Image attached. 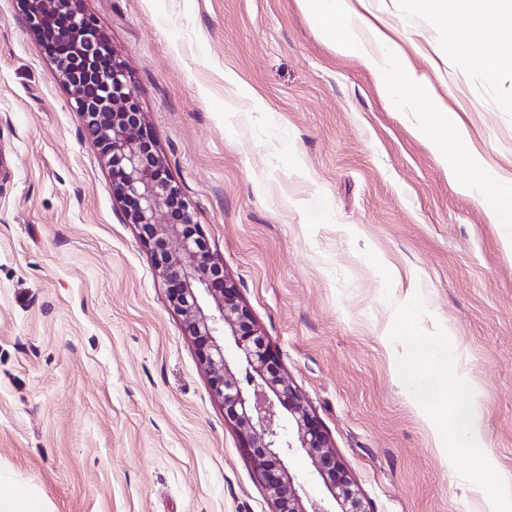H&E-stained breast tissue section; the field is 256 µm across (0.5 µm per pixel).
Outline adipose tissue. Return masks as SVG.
<instances>
[{"instance_id": "ef3b65f1", "label": "adipose tissue", "mask_w": 512, "mask_h": 512, "mask_svg": "<svg viewBox=\"0 0 512 512\" xmlns=\"http://www.w3.org/2000/svg\"><path fill=\"white\" fill-rule=\"evenodd\" d=\"M416 12L447 29V51L468 58L487 81L497 82L507 63L500 51L512 36V0H467L456 24L448 22L447 0H412Z\"/></svg>"}]
</instances>
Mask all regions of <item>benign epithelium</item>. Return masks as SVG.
Segmentation results:
<instances>
[{
  "mask_svg": "<svg viewBox=\"0 0 512 512\" xmlns=\"http://www.w3.org/2000/svg\"><path fill=\"white\" fill-rule=\"evenodd\" d=\"M84 0H20L29 29L39 33L49 10L63 22L51 40L65 50L77 36L95 28ZM82 55L92 67L82 80L57 57L52 76L68 90L87 132L112 174V192L122 204L124 221L138 230L150 251L154 269L169 286V301L183 317L195 340L199 360L212 390L223 400L224 414L252 449L255 478L271 512H333L308 497L285 459L302 448L321 476L339 512H368L363 494L336 457L328 436L299 391L275 365L270 347L254 329L250 309L224 273V263L209 250L198 228L196 213L172 180L165 158L141 134L140 112L128 76L117 60L107 72L97 69L98 47L84 40ZM178 248L171 247L172 241ZM234 337L245 363L244 378L229 367L224 336ZM288 412L280 424L278 408Z\"/></svg>",
  "mask_w": 512,
  "mask_h": 512,
  "instance_id": "1",
  "label": "benign epithelium"
}]
</instances>
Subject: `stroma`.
<instances>
[{"mask_svg":"<svg viewBox=\"0 0 512 512\" xmlns=\"http://www.w3.org/2000/svg\"><path fill=\"white\" fill-rule=\"evenodd\" d=\"M144 127L369 512H482L399 376L421 295L512 476V254L414 116L302 0H84ZM367 18L512 179V71L443 50L408 0ZM0 478L47 512H270L112 175L17 0H0Z\"/></svg>","mask_w":512,"mask_h":512,"instance_id":"35a3bbf8","label":"stroma"}]
</instances>
